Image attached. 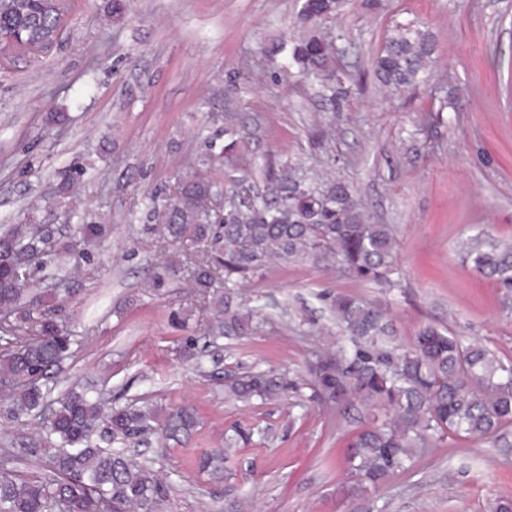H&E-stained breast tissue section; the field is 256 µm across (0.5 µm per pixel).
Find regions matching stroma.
<instances>
[{
    "instance_id": "35a3bbf8",
    "label": "stroma",
    "mask_w": 512,
    "mask_h": 512,
    "mask_svg": "<svg viewBox=\"0 0 512 512\" xmlns=\"http://www.w3.org/2000/svg\"><path fill=\"white\" fill-rule=\"evenodd\" d=\"M54 46L0 50V223L63 227L67 212L106 225L89 260L48 267L33 292L56 293L81 343L55 388L78 384L124 406L151 400L201 418L189 439L139 453L172 488L166 512H494L512 500V447L447 435L363 496L347 458L368 424L361 404L320 401L309 368L336 350L339 295L372 302L410 345L431 323L512 358V288L462 263L461 242L485 230L512 241V0H343L323 31L359 58L329 100L270 47L299 36L302 0H70ZM418 21L436 42L426 82L396 93L373 60L395 24ZM251 147L314 178L348 184L399 243L394 286L311 264L266 269L242 297L254 334L217 340L199 360L180 349L200 317L180 323L185 277L163 294L149 275L165 255L150 230L177 176L224 178V115ZM60 122H50L51 114ZM82 168L68 197L62 174ZM266 372L277 399H226L229 378ZM238 441L232 475L211 483L195 458Z\"/></svg>"
}]
</instances>
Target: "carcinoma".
I'll return each instance as SVG.
<instances>
[{"label": "carcinoma", "instance_id": "cac0c4a2", "mask_svg": "<svg viewBox=\"0 0 512 512\" xmlns=\"http://www.w3.org/2000/svg\"><path fill=\"white\" fill-rule=\"evenodd\" d=\"M340 0H303L300 20L308 34L296 41L290 59L305 78L323 79L336 47L316 30L335 15ZM68 9L66 0H0V35L22 36L40 51L52 46ZM432 34L414 24H397L374 59L377 80L401 92L422 82L433 62ZM245 135L235 117L224 118V222L208 219V202L223 185L192 168L177 178L174 194L154 231L172 247L154 287L179 276L178 260L187 246L192 282L201 287L191 305L202 310L212 342L221 336H249L257 329L255 312L245 308L241 285L273 264L311 263L336 267L364 280L390 282L397 270L398 242L388 224L369 222L350 186L336 179L314 181L288 162L262 163L266 184L259 186L250 168L237 166ZM101 224L76 225L68 241L42 225L0 228V311L14 321L0 327V388L9 404L7 418H37L35 437L0 454V512H163L170 487L124 449L155 435L180 440L197 430L192 408L163 409L103 405L100 396L71 391L52 402L46 381L69 358L77 342L68 324L55 317L57 297L30 294V277L20 262L38 265L88 256L75 249L94 243ZM462 261L477 273L512 287V242L483 233L462 246ZM344 343L334 356H317L312 366L320 396L328 403L351 400L390 413L352 437L348 459L360 481L353 491L366 493L404 471L435 436L454 434L497 444L512 425V360L480 343L464 344L431 324L417 330L412 344H395L392 322L375 306L353 296L334 303ZM275 379L254 373L226 385V397L249 402L280 395ZM232 438L205 453L199 467L215 480L226 475ZM19 459L49 462L51 473H22Z\"/></svg>", "mask_w": 512, "mask_h": 512}]
</instances>
